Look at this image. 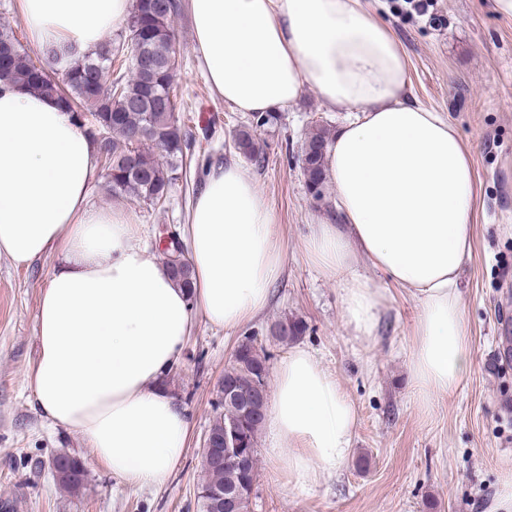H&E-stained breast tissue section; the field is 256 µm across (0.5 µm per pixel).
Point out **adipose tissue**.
<instances>
[{
    "instance_id": "obj_1",
    "label": "adipose tissue",
    "mask_w": 512,
    "mask_h": 512,
    "mask_svg": "<svg viewBox=\"0 0 512 512\" xmlns=\"http://www.w3.org/2000/svg\"><path fill=\"white\" fill-rule=\"evenodd\" d=\"M132 0H20L37 46L94 49ZM208 81L246 115L294 105L305 90L352 113L327 147L339 215L304 243L342 282L343 317L371 340L396 285L420 306L410 360L421 409L456 392L471 366L459 273L472 252L479 190L470 154L440 113L412 104L406 55L366 0H190ZM98 152L88 128L49 95L0 82V255L60 264L36 317L25 374L51 426L76 431L131 488L162 487L184 456L190 416L164 382L195 315L234 331L260 316L283 268L274 217L234 163L216 164L186 228L195 297L138 243L131 213L88 203ZM366 259L372 276L354 273ZM386 280L378 287L376 278ZM357 409L309 349L276 370L264 426L288 482L315 485L352 451Z\"/></svg>"
}]
</instances>
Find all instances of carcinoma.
Masks as SVG:
<instances>
[{
  "instance_id": "cac0c4a2",
  "label": "carcinoma",
  "mask_w": 512,
  "mask_h": 512,
  "mask_svg": "<svg viewBox=\"0 0 512 512\" xmlns=\"http://www.w3.org/2000/svg\"><path fill=\"white\" fill-rule=\"evenodd\" d=\"M181 0H133L126 18L131 46L151 60L152 67L127 68L121 52L106 39L91 51L82 52L72 43L46 44L39 57L32 58L10 29L0 30V81L24 85L35 92L56 97L75 119L85 113L95 117L96 126L107 138L98 147L104 160L105 183L113 196L164 205L169 186L181 178L184 159L191 152L190 138L182 128L173 85L178 63L174 51V19L180 14ZM275 112L255 114L233 135L235 148L254 164L265 162L263 146L256 139L258 130L277 123ZM328 131L313 125L303 147L306 182L312 195L324 196L325 152ZM175 282L190 291L193 273L190 262L176 265L166 261ZM304 332L302 323L284 318L270 326L269 334L286 342ZM269 354L255 339L246 336L238 344L232 362L224 369L232 386L247 391L269 373ZM267 402L254 406L255 413L243 414L233 401L224 398L219 384L215 415L208 429L211 438L224 441L230 423L238 427L241 453L248 454L247 466L224 462L222 448L201 456L203 482L199 498L203 512H224L219 495L229 489H243L236 512H250L249 490L258 477V433ZM54 479L64 489L79 491L86 470L77 459L66 460Z\"/></svg>"
}]
</instances>
